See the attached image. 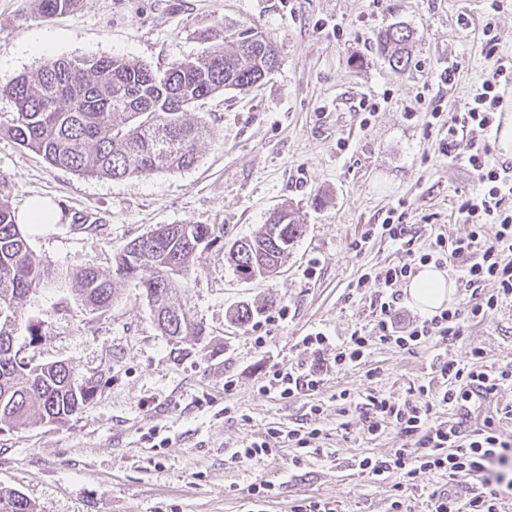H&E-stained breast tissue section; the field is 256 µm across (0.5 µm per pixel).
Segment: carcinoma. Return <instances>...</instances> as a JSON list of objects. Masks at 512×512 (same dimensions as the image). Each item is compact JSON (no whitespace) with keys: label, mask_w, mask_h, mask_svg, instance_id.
Returning <instances> with one entry per match:
<instances>
[{"label":"carcinoma","mask_w":512,"mask_h":512,"mask_svg":"<svg viewBox=\"0 0 512 512\" xmlns=\"http://www.w3.org/2000/svg\"><path fill=\"white\" fill-rule=\"evenodd\" d=\"M77 0H39V15L48 20L72 11ZM411 31L397 26L381 31L376 42L389 63L404 70L409 63ZM271 40L258 31L245 35L231 53L215 47L196 60L161 72L120 57H60L46 60L33 75L0 83V95L16 112L6 133L41 156L50 166L86 177H150L187 169L197 159L205 127L186 119L199 102L224 90L258 86L277 67ZM303 234V226L284 210L266 220L250 237L235 240L229 258L243 280L270 263H280ZM217 224H173L161 237H137L115 256L113 273L86 269L73 276L77 301L92 313L112 306L117 283L133 282L151 304L158 329L172 342L205 331L186 320L171 302L178 290L176 273L220 238ZM151 276L143 277L144 271ZM65 288L49 278L43 261L30 248L9 201L0 199V425L25 428L31 417L64 424L95 397L97 384L71 385L72 369L62 361L42 363L15 344L20 331L34 344L41 335L34 323H23L19 305L45 288ZM259 310L236 306L231 321L244 325ZM0 512H39L17 491L0 489Z\"/></svg>","instance_id":"carcinoma-1"}]
</instances>
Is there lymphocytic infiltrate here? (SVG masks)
<instances>
[{"label": "lymphocytic infiltrate", "instance_id": "1", "mask_svg": "<svg viewBox=\"0 0 512 512\" xmlns=\"http://www.w3.org/2000/svg\"><path fill=\"white\" fill-rule=\"evenodd\" d=\"M511 79L512 67L497 65L474 94L467 110L454 113L448 120V140L442 151L448 157L461 159L479 185L478 192L464 197L459 205L460 212L474 220L470 232L452 241L436 235L426 252L418 253L412 248L410 225L402 218L388 216L381 233L399 245L405 257L398 263L371 269L358 280L361 288L370 283L379 286L370 300V330L365 334L353 333L337 345L333 368L359 364L374 339L407 350L437 338L448 342L460 340L465 322L486 319L504 303L512 302V210L505 207L506 200L512 198V175L491 164V147L480 137L496 121L502 101L498 92L501 81ZM462 129L474 133L464 145L457 140ZM489 224L495 227L490 237L485 234ZM429 262L440 268L460 263V285L469 291L471 300L462 307L452 306L433 316L401 322L397 286L414 276L418 266ZM487 282L495 283V292L480 295V286ZM478 356L474 349L469 359L443 363L439 373L444 387L433 400L398 402L373 393L362 404L364 429L369 435L391 426L412 440L411 447L396 449L392 456L367 457L359 463L362 474L376 481L399 475V494L391 504L393 512H416L407 491L421 472L444 475L450 481L449 487H437L428 493V512H502L505 495L512 494V478L507 475L512 467V436L487 422L472 427L463 420L448 425H437L432 420L434 409H459L470 401L479 405L512 384L511 365L491 372L476 365ZM323 381L319 371L282 366L269 374L260 390L287 399L316 390ZM318 436V428L309 425L289 430L272 428L264 439L244 443L234 457L241 462L257 463L273 458L280 440L307 449ZM469 481L475 482L477 488L468 496H461L452 488L453 483Z\"/></svg>", "mask_w": 512, "mask_h": 512}]
</instances>
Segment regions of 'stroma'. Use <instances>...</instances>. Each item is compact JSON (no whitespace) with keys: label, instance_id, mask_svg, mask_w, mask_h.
Listing matches in <instances>:
<instances>
[{"label":"stroma","instance_id":"stroma-1","mask_svg":"<svg viewBox=\"0 0 512 512\" xmlns=\"http://www.w3.org/2000/svg\"><path fill=\"white\" fill-rule=\"evenodd\" d=\"M494 45H487L484 26ZM413 33L406 70L393 69L376 36ZM258 29L278 53L275 72L247 91L216 94L190 112L207 132L190 168L148 178H90L48 165L0 132V196L15 211L51 200L60 219L26 227L50 276L114 269L127 242L159 224H220L221 242L178 277L175 303L202 323L208 346L182 356L157 329L139 289L117 288L111 307L90 315L67 289L30 295L21 318L42 334L28 355L64 361L80 381L98 382L93 399L65 424L35 422L0 433V488L39 512H294L320 502L329 512H391L394 480L361 474L358 460L406 444L390 429L365 433L354 399L379 392L402 400L431 385L436 361L481 349V365L512 364V305L467 323L461 340L403 350L373 342L361 364L329 372L323 386L290 399L260 392L268 372L321 367L333 343L368 332L372 289L350 286L370 267L402 260L397 246L368 237L388 210L405 207L415 248L431 238L465 236L458 211L478 184L441 151L447 128L432 111H466L498 61L512 60V0L488 13L486 0H79L46 21L36 0H0V81L34 74L52 57L118 56L163 70L194 60L214 44L232 49ZM455 66L453 82L444 70ZM372 102L370 114L358 110ZM293 211L303 235L281 271L265 280L237 276L231 243L254 233L277 208ZM364 240L362 251L353 244ZM260 307L231 323L241 303ZM287 319H280V309ZM324 331L331 346L300 347ZM350 401L340 400V392ZM233 413H225V405ZM323 412L319 445L331 457L292 466V447L245 464L231 454L269 428ZM166 440L155 447V437ZM274 489L253 495V483Z\"/></svg>","mask_w":512,"mask_h":512}]
</instances>
